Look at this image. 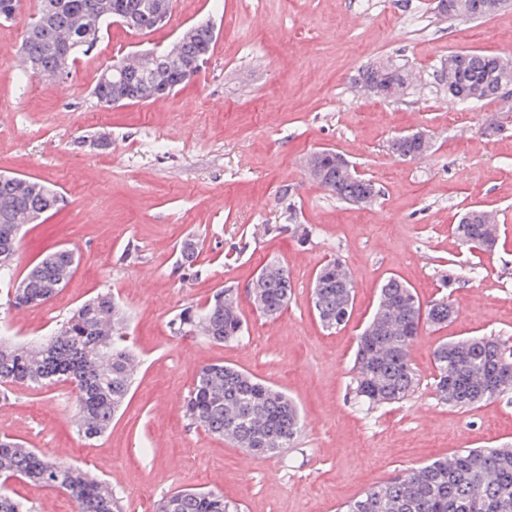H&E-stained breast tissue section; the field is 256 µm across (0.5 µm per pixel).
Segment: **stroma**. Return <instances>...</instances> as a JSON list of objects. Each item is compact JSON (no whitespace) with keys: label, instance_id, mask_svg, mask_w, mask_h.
<instances>
[{"label":"stroma","instance_id":"35a3bbf8","mask_svg":"<svg viewBox=\"0 0 512 512\" xmlns=\"http://www.w3.org/2000/svg\"><path fill=\"white\" fill-rule=\"evenodd\" d=\"M429 0H173L150 33L119 24L49 79L15 59L37 0L0 21V173L54 185L62 210L28 225L25 269L59 246L79 263L68 285L22 312L0 291V328L15 340L48 336L98 292L128 316L140 369L101 438L78 433L66 384L14 387L0 403V436L83 467L111 483L124 512H153L184 488L219 491L241 512H336L403 470L463 448L512 444V397L463 411L433 392L432 352L443 340L492 336L512 346V90L492 101L451 98L440 80L449 52L512 51V8L484 19H442ZM207 21L216 40L191 84L152 102L101 107L92 90L105 64L172 42ZM402 65L414 81L397 100L364 93L361 71ZM499 115L486 132L484 113ZM109 147L89 145L99 130ZM421 131L423 158L389 144ZM331 148L370 179L369 205L344 202L312 181L307 159ZM473 205L496 210L501 238L472 252L452 227ZM307 234H300V227ZM194 267L177 263L185 240ZM340 258L355 283L347 324L324 330L311 308L314 276ZM287 264L292 295L274 320L254 310L260 267ZM399 276L422 302L448 296L456 316L410 348L418 378L402 403L365 409L354 392L356 338L385 278ZM238 292L242 337L227 344L174 335L170 320L215 289ZM235 365L288 393L305 423L287 450L265 457L189 424L183 413L197 370ZM32 512H78L65 493L18 483Z\"/></svg>","mask_w":512,"mask_h":512}]
</instances>
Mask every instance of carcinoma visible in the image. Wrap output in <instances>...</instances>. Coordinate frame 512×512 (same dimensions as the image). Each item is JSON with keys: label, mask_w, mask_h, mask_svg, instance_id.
<instances>
[{"label": "carcinoma", "mask_w": 512, "mask_h": 512, "mask_svg": "<svg viewBox=\"0 0 512 512\" xmlns=\"http://www.w3.org/2000/svg\"><path fill=\"white\" fill-rule=\"evenodd\" d=\"M156 0H39L21 43L23 59L40 73L68 69L56 53V43L100 39L103 28L129 21L134 32L159 28L150 5ZM214 28L198 23L183 30L178 52L186 60L209 55ZM448 95L460 93L472 101L494 99L499 86H512V58L474 52L468 59L450 53L444 68ZM364 90L395 100L412 83V73L393 67H369L360 77ZM150 78L126 66L116 83L96 84L93 92L104 108L148 102ZM430 146L411 136L400 139L398 150L426 155ZM307 166L317 171L318 184L336 198L350 202L375 185L354 173L346 159L332 149L314 152ZM54 186L30 176L0 175V286L9 304L27 309L51 301L70 280L77 253L59 247L33 263L14 287L20 233L40 224L63 206ZM470 222L455 228L461 242L472 248L493 249L498 241L490 227L495 213L483 207L468 211ZM256 280L259 296L252 297L260 315L276 318L292 292L288 266L270 262ZM312 307L327 330L345 325L353 305L354 282L337 258L316 273ZM448 322V299L422 305L413 287L396 276L379 289L372 317L357 339L356 395L370 407L399 403L410 396L417 378L409 359L411 344L423 326ZM181 336H200L224 344L242 337L244 319L238 293L224 288L203 305L185 307L174 322ZM437 399L452 408L466 409L512 394V349L497 339L470 337L441 343L433 352ZM137 361L126 339L124 320L112 293L101 292L74 309L53 335L23 343L0 337V399L11 388H41L66 383L76 389L75 424L92 440L103 436L129 397ZM184 414L214 436L257 455L279 453L295 442L304 423L288 395L251 374L224 363L202 367L185 399ZM28 480L66 492L79 512H123L119 498L105 481L27 448L20 441L0 437V512H24L7 493L14 481ZM155 512H238L237 504L214 491L179 490L161 497ZM340 512H512V446L459 450L380 483L340 507Z\"/></svg>", "instance_id": "carcinoma-1"}]
</instances>
